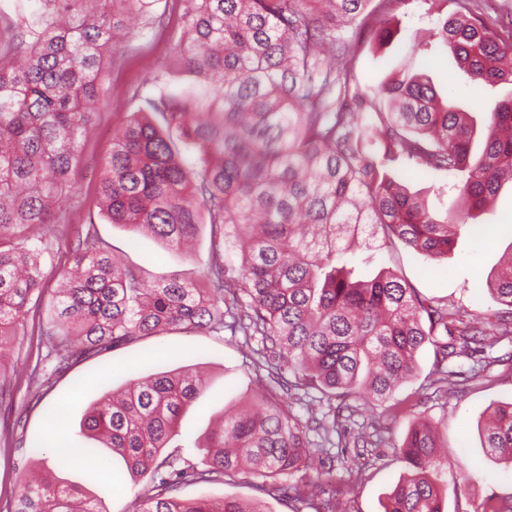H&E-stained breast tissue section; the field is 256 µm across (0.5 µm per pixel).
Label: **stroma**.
Segmentation results:
<instances>
[{
  "mask_svg": "<svg viewBox=\"0 0 512 512\" xmlns=\"http://www.w3.org/2000/svg\"><path fill=\"white\" fill-rule=\"evenodd\" d=\"M458 10L457 0H395L390 44L379 45L370 29L357 30L351 88L365 94L369 111L383 110L382 85L399 70L427 75L441 95L477 115L512 92V85L504 83L475 85L446 49L423 50V43L430 41L439 22ZM181 14L180 0H158L152 17L106 58L101 94L94 108V131L81 145L72 186L60 204L59 230L55 237L46 238L41 252L47 282H54L69 268L77 236L86 232L94 233L149 278L207 271L211 260L209 229H202L195 250L187 255L153 237L111 223L98 199L103 157L130 114L143 108L146 98L154 94L156 79L169 81L175 89L189 81L174 65L182 40ZM393 167L410 190L422 192L436 205L438 213L454 207L457 194L449 190L447 174L426 171L404 159L395 161ZM510 250L512 186L506 184L488 212L462 233L447 259L435 261L401 244L380 246L370 251L367 269H392L431 304H445L463 315L483 318L501 309L488 289L487 275ZM50 324L47 300L32 301L12 344L13 353L1 364L11 381L13 402L9 408H0V512L11 500L19 475L35 457L47 459L61 480L103 494L107 512H133L137 498L151 484L150 477H126L123 461L82 434L80 428L90 404L125 388L132 380L186 366L209 374V387L180 421L182 453L195 463L201 460L196 442L204 439L226 410L243 403L261 387L254 355L261 346L260 337L181 329L75 363L53 377L43 395L37 397L27 386L26 374L37 361L39 332ZM150 352L155 355L152 362L129 369L131 359ZM486 357L489 364L483 369L476 359L464 355L449 360L448 369L464 390L443 393L432 384L434 348L425 345L417 354L413 378L393 399L359 410L329 436L311 435L319 456L332 464L331 486L344 512H382L387 494L407 472L396 450L420 415L436 426L449 457L461 459L471 474L470 479L458 480L449 488L445 512H476L486 500L512 498V465L495 460L481 446V430L490 408L512 403V340L502 339L487 350ZM61 412L67 418L71 446L101 457L114 472L124 475L123 493H102L77 461L57 455L49 434ZM362 431L370 434V442L360 441ZM179 494L186 499L226 496L250 501L260 497L253 478L245 472L227 484H187Z\"/></svg>",
  "mask_w": 512,
  "mask_h": 512,
  "instance_id": "35a3bbf8",
  "label": "stroma"
}]
</instances>
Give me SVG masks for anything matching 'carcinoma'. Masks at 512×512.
<instances>
[{"instance_id":"carcinoma-1","label":"carcinoma","mask_w":512,"mask_h":512,"mask_svg":"<svg viewBox=\"0 0 512 512\" xmlns=\"http://www.w3.org/2000/svg\"><path fill=\"white\" fill-rule=\"evenodd\" d=\"M159 0H42L0 48V351L17 336L43 272L35 242L58 223L81 141L93 131L104 56L128 22ZM186 0L180 71L171 91L155 82L144 113L130 115L102 162L99 194L108 219L146 231L171 248L210 226L215 261L206 273L148 280L90 236L73 248L74 269L50 300L56 316L47 357L63 371L102 350L189 328L262 336L281 390L313 384L368 407L393 398L426 343L435 349L432 384L448 387L445 361L512 338V256L487 276L507 310L495 321L449 325L390 271L368 274L354 260L377 241L401 243L429 258L448 256L470 221L512 183V96L487 113L484 148L472 154L473 116L414 75L383 87L391 103L371 121L347 108L350 30L393 36L392 4L379 0ZM434 37L466 74L512 85V42L462 11ZM341 62L325 66L327 56ZM399 158L454 180L459 205L446 218L387 169ZM206 390L189 368L132 381L91 404L81 422L121 458L132 477L151 473L136 512H266L261 502L184 500V484L224 483L251 473L269 497L289 491L337 512L311 475L315 450L291 408L259 394L224 416L195 464L180 453L183 411ZM483 447L512 463V403L491 408ZM170 452H165V449ZM409 472L383 512H443L448 470L430 424L418 419L398 449ZM9 512H107L102 498L58 480L41 463L22 475Z\"/></svg>"}]
</instances>
